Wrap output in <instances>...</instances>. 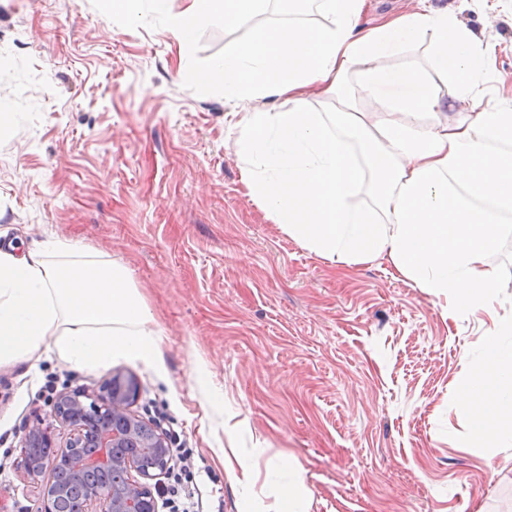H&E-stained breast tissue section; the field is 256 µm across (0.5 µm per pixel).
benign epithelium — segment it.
I'll use <instances>...</instances> for the list:
<instances>
[{
  "mask_svg": "<svg viewBox=\"0 0 512 512\" xmlns=\"http://www.w3.org/2000/svg\"><path fill=\"white\" fill-rule=\"evenodd\" d=\"M137 396L132 389L121 381H109L100 394H64L52 400V421H38L28 430L25 441L33 438L40 440L51 449L38 468L24 466L26 474L34 477L44 470L55 471L60 463L67 461L79 466L86 463L83 449L91 443H97L103 449V454L94 461L96 466H109L112 458L108 448L121 439H132V432L120 433L123 426L133 427L140 422L149 429L156 448L157 465L155 469L162 472L169 463V437L153 424L140 421L131 407ZM70 428L69 437L65 442L57 441L55 423ZM127 472H135L136 476H128L127 487L123 500L117 501L112 492L104 489L98 482H88L81 493L75 512H157L155 493L159 492L160 483L156 482L157 475L139 469L135 456L125 459ZM154 484H149V481ZM60 489L53 483L46 484L41 491L37 512H57V499Z\"/></svg>",
  "mask_w": 512,
  "mask_h": 512,
  "instance_id": "benign-epithelium-1",
  "label": "benign epithelium"
}]
</instances>
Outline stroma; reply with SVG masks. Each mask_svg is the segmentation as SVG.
<instances>
[{
	"label": "stroma",
	"mask_w": 512,
	"mask_h": 512,
	"mask_svg": "<svg viewBox=\"0 0 512 512\" xmlns=\"http://www.w3.org/2000/svg\"><path fill=\"white\" fill-rule=\"evenodd\" d=\"M491 46L485 94L512 98V0H433ZM239 30L199 28L191 61ZM163 18L107 0H0V243L50 240L129 269L160 331L156 363L73 368L56 351L0 366V512H36L48 475L21 465L50 393L134 376L133 411L187 462L199 512H278L300 468L309 512H512V446L483 447L456 393L512 318V218L473 311L385 258L334 264L287 236L241 182L239 130L220 90L181 76ZM249 477H242V466Z\"/></svg>",
	"instance_id": "stroma-1"
}]
</instances>
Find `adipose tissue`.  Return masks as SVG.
I'll return each mask as SVG.
<instances>
[{"label":"adipose tissue","mask_w":512,"mask_h":512,"mask_svg":"<svg viewBox=\"0 0 512 512\" xmlns=\"http://www.w3.org/2000/svg\"><path fill=\"white\" fill-rule=\"evenodd\" d=\"M109 0L137 17L164 15L190 47L213 20L245 36L194 82L225 100L277 97L284 110L241 113L242 181L274 223L333 263L387 258L403 276L456 308L481 309L496 285L485 261L512 213V103L440 119L443 103L478 100L490 55L456 14L423 5L360 25L365 0H319L323 25L257 23L269 0ZM426 40V68H394L387 58ZM360 70L364 97L384 105L367 121L347 90ZM444 79L432 89L428 75ZM370 184L375 207L353 198ZM159 331L128 270L109 261H52L46 248L0 250V364L53 344L73 367L99 369L118 358L157 359ZM484 361L459 393L486 446L512 441V321L484 338Z\"/></svg>","instance_id":"adipose-tissue-1"}]
</instances>
